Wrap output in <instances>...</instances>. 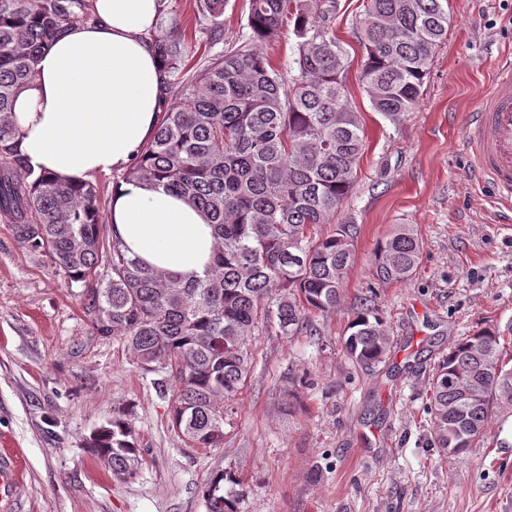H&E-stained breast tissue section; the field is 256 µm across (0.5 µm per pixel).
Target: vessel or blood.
<instances>
[{"label": "vessel or blood", "instance_id": "vessel-or-blood-1", "mask_svg": "<svg viewBox=\"0 0 512 512\" xmlns=\"http://www.w3.org/2000/svg\"><path fill=\"white\" fill-rule=\"evenodd\" d=\"M471 173L512 198V60L498 68L473 112Z\"/></svg>", "mask_w": 512, "mask_h": 512}]
</instances>
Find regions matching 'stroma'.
Returning a JSON list of instances; mask_svg holds the SVG:
<instances>
[{"instance_id": "35a3bbf8", "label": "stroma", "mask_w": 512, "mask_h": 512, "mask_svg": "<svg viewBox=\"0 0 512 512\" xmlns=\"http://www.w3.org/2000/svg\"><path fill=\"white\" fill-rule=\"evenodd\" d=\"M448 36L418 105L392 125L359 80L355 26L364 0H336L346 87L365 150L340 218L356 224L354 260L336 312L314 333L259 331L224 425V445L195 448L171 426L156 373L119 339L93 330L82 284L0 221V451L14 456L15 512H206L209 479L234 471L239 512H512V409L458 456L437 448L429 387L449 348L512 320V213L470 177L467 119L503 57L512 0H449ZM412 225L419 264L403 283L376 279L373 252ZM372 300L391 339L370 371L347 356L349 323ZM124 411L142 452L113 475L87 442Z\"/></svg>"}]
</instances>
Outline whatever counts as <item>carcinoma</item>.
Listing matches in <instances>:
<instances>
[{"label": "carcinoma", "mask_w": 512, "mask_h": 512, "mask_svg": "<svg viewBox=\"0 0 512 512\" xmlns=\"http://www.w3.org/2000/svg\"><path fill=\"white\" fill-rule=\"evenodd\" d=\"M163 21L150 34L166 73L153 138L127 182L158 181L205 214L214 239L205 276L183 281L104 243L98 192L36 172L15 143L12 111L41 52L75 23H92L94 0H0V215L19 242L49 255L86 288L101 337L119 338L142 369L175 371L172 427L196 448H220L229 402L244 386L247 341L259 328L291 335L315 313L340 305L353 261L355 225L335 224L364 153V128L346 94L344 51L332 25L336 0H248L247 31L189 68L178 35L177 0H158ZM228 0H194V31L212 48L224 42ZM449 0H367L358 28L365 50L360 81L374 110L397 126L420 100L448 35ZM294 36L291 58L275 64L265 46ZM421 244L403 224L377 244L381 281L416 270ZM112 280L93 288L102 262ZM345 341L364 369L382 362L389 336L377 309L360 304ZM512 406V321L485 327L448 351L433 378L430 413L438 447L457 456L480 442L495 412ZM89 447L117 476L141 464L135 431L117 414ZM229 488H224V484ZM242 482L215 475L207 512H238Z\"/></svg>", "instance_id": "cac0c4a2"}]
</instances>
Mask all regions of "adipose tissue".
Returning <instances> with one entry per match:
<instances>
[{
  "label": "adipose tissue",
  "mask_w": 512,
  "mask_h": 512,
  "mask_svg": "<svg viewBox=\"0 0 512 512\" xmlns=\"http://www.w3.org/2000/svg\"><path fill=\"white\" fill-rule=\"evenodd\" d=\"M95 23L75 25L41 54L17 96L18 149L38 172L91 179L129 168L153 137L165 72L149 38L157 0H95ZM109 222L128 256L182 278L204 275L212 229L165 187L121 181Z\"/></svg>",
  "instance_id": "adipose-tissue-1"
}]
</instances>
